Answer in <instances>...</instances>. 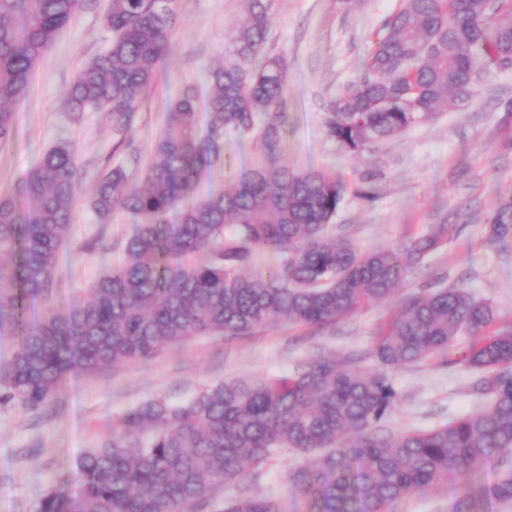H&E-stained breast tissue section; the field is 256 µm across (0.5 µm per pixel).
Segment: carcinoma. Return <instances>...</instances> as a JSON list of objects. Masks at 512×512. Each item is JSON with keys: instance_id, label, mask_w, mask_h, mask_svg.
<instances>
[{"instance_id": "obj_1", "label": "carcinoma", "mask_w": 512, "mask_h": 512, "mask_svg": "<svg viewBox=\"0 0 512 512\" xmlns=\"http://www.w3.org/2000/svg\"><path fill=\"white\" fill-rule=\"evenodd\" d=\"M83 3L0 0V144L14 135L11 105L34 64ZM246 3L232 61L204 71L205 136L187 89L169 104L141 178L119 164L93 178L98 222L120 207L134 230L124 263L91 284L87 301L50 305L82 183L75 146L61 140L22 177L19 199L0 197V337L18 339L0 366V403L39 411L68 375L149 359L193 336L244 335L272 317L333 324L394 295L407 267L457 233L439 224L398 250L359 253L327 232L344 184L283 162L288 63L267 50L270 0ZM176 17V0H109L111 39L78 72L69 110L106 111L117 145L133 146L134 115L170 52ZM363 69L326 108L328 136L353 155L431 119L449 95L465 108L481 74L512 69V0H402ZM232 135L258 141L261 161L229 189L200 195L203 171L224 159ZM489 237L512 238V201L490 218ZM258 247L288 253V264L245 275ZM34 302L43 312L30 321ZM496 321L493 306L468 290L429 287L406 297L378 337L376 369L323 358L259 382H218L183 404L148 399L84 457L76 495L63 481L36 512H198L216 488L285 451L304 457L289 474L295 512H390L417 491L450 485L461 493L453 512L512 508V329L485 333ZM464 331L475 340L455 355L450 345ZM433 358L474 370L470 391L488 404L446 427L384 434L398 401L385 369ZM490 465L498 477L486 485ZM216 512L282 509L275 498L237 494Z\"/></svg>"}]
</instances>
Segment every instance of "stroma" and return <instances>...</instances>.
Segmentation results:
<instances>
[{"label":"stroma","instance_id":"obj_1","mask_svg":"<svg viewBox=\"0 0 512 512\" xmlns=\"http://www.w3.org/2000/svg\"><path fill=\"white\" fill-rule=\"evenodd\" d=\"M400 4L272 0L267 47L288 61L291 124L284 160L294 170L317 169L344 182L332 230L357 251L404 246L437 224L457 225L456 236L403 275L397 297L335 324L313 328L274 320L245 336H195L144 361L70 377L41 412L0 404V512H35L48 488L76 480L84 455L111 436L113 420L150 398L181 404L213 383L277 377L321 357H353L361 367H376L377 338L398 314L400 297L423 285H463L493 305L499 326L512 325V240L490 241L487 228L499 202L512 197V117L501 110L512 100V70L482 76L465 110L441 106L430 121L359 156L344 153L327 135L325 104L358 80L382 21ZM107 6L108 0H86L35 64L25 96L13 106L15 134L0 145V197L16 194L41 153L62 138L75 145L89 172L125 162L101 113L75 118L66 103L83 64L108 45ZM244 14V0H177L170 53L135 121L143 156L151 154L171 99L192 88L205 103L210 88L203 70L229 59L231 32ZM370 176L378 189L373 201L360 195ZM90 188L83 183L71 209L55 290L60 307L84 298L103 265L124 260L114 246L104 255L87 250L96 233L104 232L113 245L133 229L132 217L119 207L107 227H99L86 203ZM390 377L399 401L386 425L395 433L440 427L481 405L469 391L472 371L458 364L427 360ZM295 460L290 452L272 459L248 494L276 498L283 512H293L288 473Z\"/></svg>","mask_w":512,"mask_h":512}]
</instances>
